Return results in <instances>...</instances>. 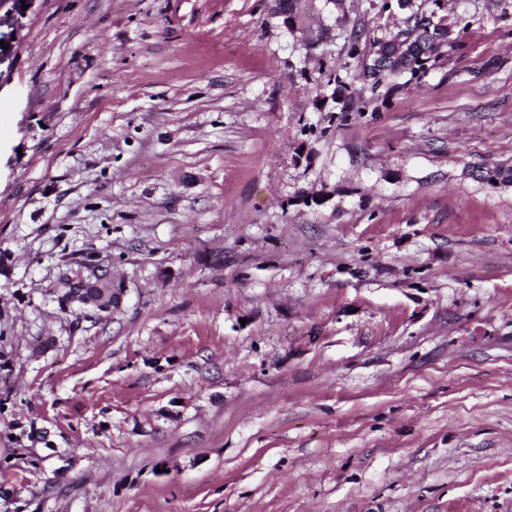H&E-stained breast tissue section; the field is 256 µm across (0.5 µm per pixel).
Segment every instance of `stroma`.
<instances>
[{
    "label": "stroma",
    "instance_id": "35a3bbf8",
    "mask_svg": "<svg viewBox=\"0 0 512 512\" xmlns=\"http://www.w3.org/2000/svg\"><path fill=\"white\" fill-rule=\"evenodd\" d=\"M297 8L0 21V512H512V0L372 96L397 0ZM115 288L110 278L104 279H95L94 281H78L73 283L65 296L67 297L69 294L74 291L83 292L86 294L92 301L93 305L88 306L93 310L94 307H98L100 309H109L112 310V289Z\"/></svg>",
    "mask_w": 512,
    "mask_h": 512
}]
</instances>
